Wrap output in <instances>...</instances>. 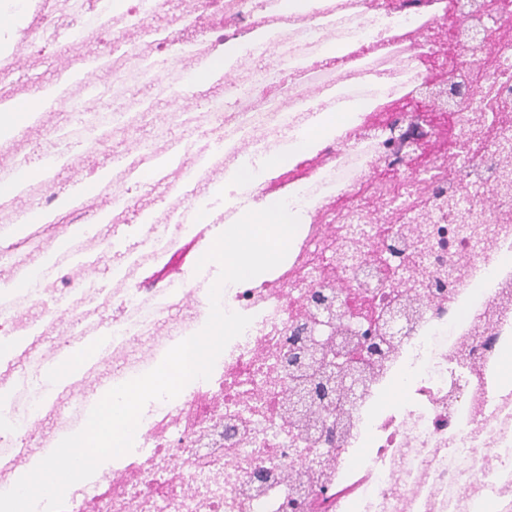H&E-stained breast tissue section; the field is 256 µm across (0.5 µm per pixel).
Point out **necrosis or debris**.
I'll use <instances>...</instances> for the list:
<instances>
[{"mask_svg":"<svg viewBox=\"0 0 512 512\" xmlns=\"http://www.w3.org/2000/svg\"><path fill=\"white\" fill-rule=\"evenodd\" d=\"M464 2L311 0L286 13L280 0H178L172 16L157 0L156 14L167 17L157 25L142 0H114L112 38L93 47L71 41L70 88L0 155V165H21L36 140L59 146L43 179L19 192L51 219L43 243L32 248L23 230L1 237L0 273L55 253L67 225L94 227L86 248L40 288L17 298L0 290V340L31 372L19 398L0 402L9 420L0 451H19L0 470V492L85 426L97 380L136 378L204 327L208 289L173 272L180 243L201 237L181 219L182 205L195 200H170L137 175L147 168L157 181L179 180L187 166H206L209 142L220 141L224 165L211 174L210 209H222L217 190L232 172L264 164L249 197L297 211L289 251L266 279L224 287L223 309L251 316L249 327L209 379L145 406L132 451L71 486L65 512H287L290 477L318 461L322 482L297 512H512V192L496 187L512 165L500 148L512 135V0L489 11ZM55 21V0H0V54L35 69L46 49L36 32ZM240 43L249 51L217 69L206 107L171 79L173 67L214 62ZM102 69L116 83L149 85L169 107L117 94L111 111L57 123L55 105L83 100L89 75ZM444 71L473 95L456 111L431 113L436 144L397 160L392 122L424 108L419 86ZM144 126L157 136L131 139ZM172 127L188 137L170 139ZM302 133L305 147L283 155ZM118 134L127 142L104 178L111 201L60 211L56 168L77 172ZM131 223L134 242L112 239V229ZM107 253L109 284L81 275ZM322 288L345 304L341 322L312 324L323 341L341 324L368 335L388 300L411 297L420 308L334 444L310 442L280 416L289 387L281 356ZM93 334L108 341L95 355L96 379L48 395L41 366ZM229 418L243 431L209 446ZM258 469L269 484L247 494Z\"/></svg>","mask_w":512,"mask_h":512,"instance_id":"obj_1","label":"necrosis or debris"}]
</instances>
